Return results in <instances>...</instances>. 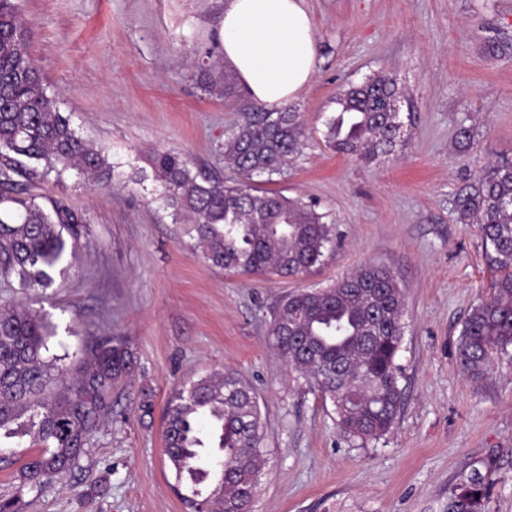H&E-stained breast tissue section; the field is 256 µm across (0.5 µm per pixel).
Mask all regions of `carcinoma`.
Returning a JSON list of instances; mask_svg holds the SVG:
<instances>
[{
  "mask_svg": "<svg viewBox=\"0 0 512 512\" xmlns=\"http://www.w3.org/2000/svg\"><path fill=\"white\" fill-rule=\"evenodd\" d=\"M30 22L16 0H0V278L47 289L74 257L90 226L75 223L62 205L46 211L30 184L75 170L109 182L108 152L80 136L60 111L30 53ZM198 77L209 91L236 96L234 80ZM405 93L378 74L342 88L338 112L326 124L335 152L368 162L404 146L399 103ZM306 136L291 107H255L227 138L225 159L244 181L220 185L193 172L178 153L150 157L173 219L186 214L205 258L245 274L298 277L333 249L325 215L299 199L254 194L253 176L281 172ZM473 219L498 277L491 299L466 318L458 341L460 366L478 379L492 356L512 348V163L486 168L453 200ZM404 296L387 269L365 266L328 288L303 289L273 314L268 340L300 377L330 400L344 437L365 446L390 432L403 405L396 356L404 336ZM54 325L26 305L0 310V431L30 437L38 447L21 467V488H40L79 465L99 429L112 417V388L134 371V356L119 336L92 341L70 374L49 360ZM264 421L251 385L226 369L173 389L164 414L165 455L191 512H247L263 456ZM487 484L468 475L448 497V512H483Z\"/></svg>",
  "mask_w": 512,
  "mask_h": 512,
  "instance_id": "carcinoma-1",
  "label": "carcinoma"
}]
</instances>
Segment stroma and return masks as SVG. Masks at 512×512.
Returning <instances> with one entry per match:
<instances>
[{
	"instance_id": "stroma-1",
	"label": "stroma",
	"mask_w": 512,
	"mask_h": 512,
	"mask_svg": "<svg viewBox=\"0 0 512 512\" xmlns=\"http://www.w3.org/2000/svg\"><path fill=\"white\" fill-rule=\"evenodd\" d=\"M224 2L19 0L48 94L108 151L113 171L107 186L72 170L30 186L40 205L62 203L91 234L61 287L27 292L0 280V306L48 315L60 367L74 368L88 337L119 336L137 368L113 390L112 418L78 467L24 489L18 464L31 451L18 449L0 467V499L17 512H187L164 454V408L179 384L231 368L266 421L251 512H446L474 471L490 481L485 512H512V355L494 356L479 380L457 358L463 324L497 273L476 225L453 208L465 178L512 162V0H306L318 69L294 106L307 138L282 173L252 181L314 206L334 229L335 248L297 278L212 265L152 178L160 149L187 155L212 181L239 179L224 142L253 101L224 100L194 76L221 56ZM492 35L507 45L495 57L484 52ZM380 73L407 95L406 145L367 163L332 151L323 131L337 92ZM463 124L476 132L468 148L457 137ZM363 264L390 269L404 294V404L386 436L355 448L331 403L271 352L267 329L286 296Z\"/></svg>"
}]
</instances>
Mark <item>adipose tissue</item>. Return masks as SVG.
I'll list each match as a JSON object with an SVG mask.
<instances>
[{"label":"adipose tissue","instance_id":"ef3b65f1","mask_svg":"<svg viewBox=\"0 0 512 512\" xmlns=\"http://www.w3.org/2000/svg\"><path fill=\"white\" fill-rule=\"evenodd\" d=\"M220 39L239 84L270 111L296 100L317 71L304 0H226Z\"/></svg>","mask_w":512,"mask_h":512}]
</instances>
